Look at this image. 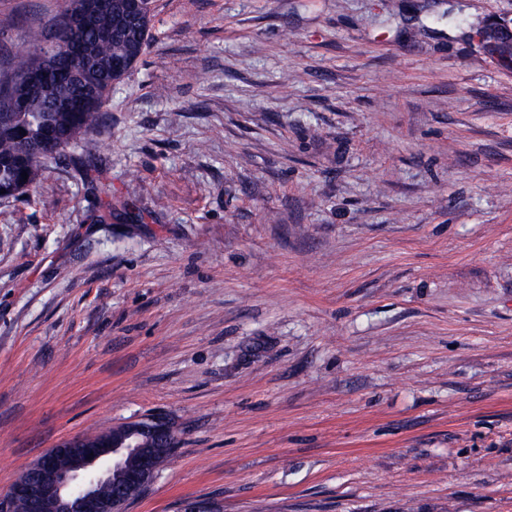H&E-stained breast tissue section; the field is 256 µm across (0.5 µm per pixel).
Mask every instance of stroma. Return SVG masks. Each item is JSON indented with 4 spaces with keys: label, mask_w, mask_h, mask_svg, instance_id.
<instances>
[{
    "label": "stroma",
    "mask_w": 512,
    "mask_h": 512,
    "mask_svg": "<svg viewBox=\"0 0 512 512\" xmlns=\"http://www.w3.org/2000/svg\"><path fill=\"white\" fill-rule=\"evenodd\" d=\"M66 0H0V46ZM0 199V491L160 411L126 512H512V0H152ZM511 22V19L508 21L503 19L502 22H494L487 27L483 26V28L480 30L482 40L488 52L492 56H496L502 65L507 68H511L512 66V47L499 43L494 34L493 28L498 26L507 27Z\"/></svg>",
    "instance_id": "1"
}]
</instances>
